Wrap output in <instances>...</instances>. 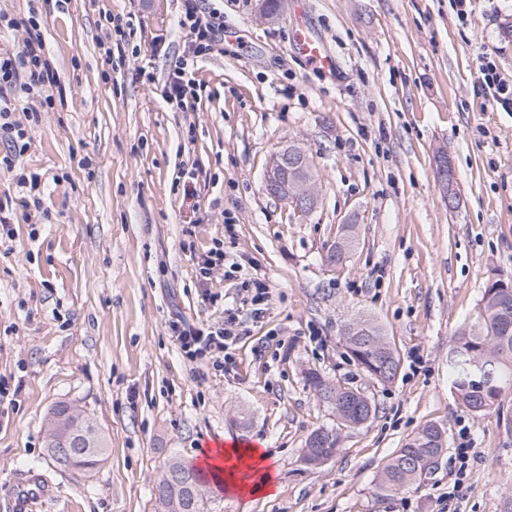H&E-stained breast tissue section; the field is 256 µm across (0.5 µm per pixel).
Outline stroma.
<instances>
[{
	"instance_id": "1",
	"label": "stroma",
	"mask_w": 512,
	"mask_h": 512,
	"mask_svg": "<svg viewBox=\"0 0 512 512\" xmlns=\"http://www.w3.org/2000/svg\"><path fill=\"white\" fill-rule=\"evenodd\" d=\"M263 3L209 0L224 13V50L199 59L201 95L181 111L140 75L164 78L188 51L177 0H0L15 23L0 26V53L17 52L36 20L56 73L52 105L0 93L39 114L0 169L15 228L0 241V378L19 390L0 401V512H15L16 474L29 470L54 487L34 512H158L168 462L200 464L216 442L265 453L273 489H215L207 512H501L512 492V386L478 416L448 381V346L476 323L487 280L512 277V112L492 111L474 82L482 47L512 77V0H472L465 27L452 0H305L332 73L293 48L295 0L269 17ZM104 11L129 20L139 48L108 69ZM291 143L316 174L307 214L263 189L271 155ZM443 152L453 210L436 179ZM21 174L40 180L41 208ZM348 230L353 247L327 264ZM218 239L241 269L200 285L193 255ZM253 276L271 289L269 309L241 325L232 363L189 362L170 318L222 321L223 297ZM359 319L398 352L392 382L346 348L342 328ZM311 370L376 406L318 468L302 461L305 440L336 419ZM62 400L108 439L89 473L59 468L45 446V416ZM429 423L448 439L436 470L381 491L385 461Z\"/></svg>"
}]
</instances>
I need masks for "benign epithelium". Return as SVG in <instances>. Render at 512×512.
Returning a JSON list of instances; mask_svg holds the SVG:
<instances>
[{
	"label": "benign epithelium",
	"mask_w": 512,
	"mask_h": 512,
	"mask_svg": "<svg viewBox=\"0 0 512 512\" xmlns=\"http://www.w3.org/2000/svg\"><path fill=\"white\" fill-rule=\"evenodd\" d=\"M305 164L306 158L300 150L278 152L270 159L263 180L264 189L269 195L291 202L302 214L312 211L318 204L313 183L302 176ZM58 442L56 451L75 462L73 468L89 470V466L78 463L79 449L88 447V444L77 436L74 429L62 432Z\"/></svg>",
	"instance_id": "obj_1"
}]
</instances>
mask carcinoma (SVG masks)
Returning a JSON list of instances; mask_svg holds the SVG:
<instances>
[{"mask_svg":"<svg viewBox=\"0 0 512 512\" xmlns=\"http://www.w3.org/2000/svg\"><path fill=\"white\" fill-rule=\"evenodd\" d=\"M481 321L462 329L448 346V378L451 389L462 404L475 414H484L498 406L504 387L512 383V288H484L481 298ZM344 340L352 357L362 370L379 382L393 380L400 357L382 336L378 326L359 320L344 329ZM485 361L493 369L492 384L476 382L470 377L468 359ZM308 382L319 399L331 410L336 422L355 427L375 414L371 400L357 389L325 379L316 371ZM71 406L58 401L46 415V448H52V432L57 419L64 416L70 426L89 435L91 458L86 463L101 462L108 443L96 422L87 415L68 414ZM442 427L428 424L404 444L397 455L381 469L379 488L398 491L431 474L446 451L447 439L440 436ZM339 433L334 427L318 428L305 440L303 460L318 466L334 456ZM168 468L178 473L179 481L160 478L156 485L157 499L176 504L179 512H204L208 484L202 472L189 464L174 460Z\"/></svg>","mask_w":512,"mask_h":512,"instance_id":"carcinoma-1","label":"carcinoma"}]
</instances>
